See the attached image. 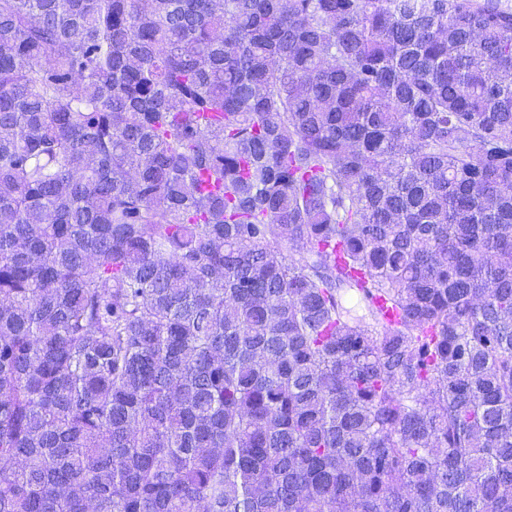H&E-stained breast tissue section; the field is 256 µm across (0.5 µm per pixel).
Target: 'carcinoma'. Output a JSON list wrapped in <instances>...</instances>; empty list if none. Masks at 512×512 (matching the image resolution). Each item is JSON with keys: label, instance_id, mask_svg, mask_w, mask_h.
I'll return each mask as SVG.
<instances>
[{"label": "carcinoma", "instance_id": "cac0c4a2", "mask_svg": "<svg viewBox=\"0 0 512 512\" xmlns=\"http://www.w3.org/2000/svg\"><path fill=\"white\" fill-rule=\"evenodd\" d=\"M0 512H512L508 0H0Z\"/></svg>", "mask_w": 512, "mask_h": 512}]
</instances>
